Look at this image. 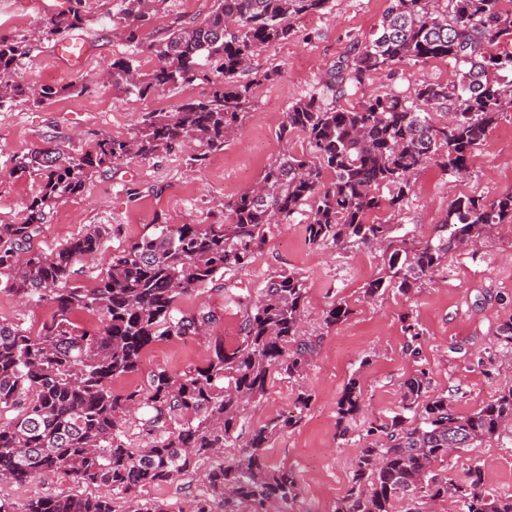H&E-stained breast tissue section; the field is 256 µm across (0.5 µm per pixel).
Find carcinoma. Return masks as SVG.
<instances>
[{
  "label": "carcinoma",
  "instance_id": "cac0c4a2",
  "mask_svg": "<svg viewBox=\"0 0 512 512\" xmlns=\"http://www.w3.org/2000/svg\"><path fill=\"white\" fill-rule=\"evenodd\" d=\"M84 0L46 18L41 32L60 35L86 21ZM165 0H119L113 30L138 52L156 59L148 73L131 60H112V87L146 97L168 86L210 81L208 96L180 105L120 140L102 137L76 153L37 148L14 158L13 170L40 180L20 224H0V274L4 292L55 307L33 334L19 322L0 321V484L27 483L39 474H64L106 493L48 492L22 501L0 496V512H184L139 494L146 486L184 476L201 478L205 491L190 512H292L300 487L289 469L267 466L263 448L269 427L253 430L242 454L224 460L238 439L247 408L267 392L271 375L300 378L317 353L302 333L306 288L295 272H280L255 298L239 297L245 310L237 345L217 341L206 366L172 374L149 373L142 389L118 392L112 382L138 372L152 345L183 336L205 337L218 322L212 310L184 311L181 298L207 287L221 270L248 267L274 224H289L309 211L308 244L371 248L388 244L383 273L364 297L389 288L405 293L439 270L448 252L474 244L490 228L512 224V191L489 202L456 198L438 226L436 240L411 248L397 225L412 192V178L429 164L443 173L469 169L472 154L512 109V51L488 47L512 42V10L504 0H390L367 39L349 49L351 62L334 68L326 84L336 100L366 78L401 63L452 59L457 79L422 82L414 95L385 92L349 109L312 95L284 113L280 134L301 131L309 154L285 153L265 168L261 181L224 204L222 224H156L149 234L112 254L106 274L87 287L73 282L75 265L96 254L108 235L95 225L50 254L31 240L46 210L82 194L111 164L150 160L177 144L187 163L200 167L241 123L251 104V86L238 73L268 46L292 36L303 16L324 10L329 0H215L209 15L189 26L147 39L144 29ZM37 48L25 38L0 36V106L42 103L76 90L73 85L28 86L13 80L16 68ZM222 75L211 81L210 72ZM454 111L437 126L427 109ZM78 312L96 318L90 331ZM351 313L338 302L323 312L330 328ZM495 341L512 359V318L498 324ZM428 373L403 383L399 412L370 423L367 444L352 463L351 485L333 512H423L427 504L452 501L457 512H512V496L487 493L484 469L474 465L457 481L435 465L464 448L512 440V385L498 389L470 414H459L445 394H429ZM361 387L352 378L337 403L338 435L360 412ZM140 412L145 448L128 443L127 423Z\"/></svg>",
  "mask_w": 512,
  "mask_h": 512
}]
</instances>
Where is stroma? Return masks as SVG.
Here are the masks:
<instances>
[{
	"label": "stroma",
	"mask_w": 512,
	"mask_h": 512,
	"mask_svg": "<svg viewBox=\"0 0 512 512\" xmlns=\"http://www.w3.org/2000/svg\"><path fill=\"white\" fill-rule=\"evenodd\" d=\"M390 0H330L317 14L298 20L287 40L254 57L242 79L253 82V102L238 131L204 167L186 162L187 150L177 146L149 161H132L97 174L86 191L47 210L34 249L49 252L87 227L110 231L98 255L78 264L77 282L92 285L105 275L114 252L154 224H220L224 204L260 181L264 169L283 153L301 154L307 139L301 132L281 137L283 114L292 103L317 92L327 73L354 41L364 40L377 26ZM69 0H0V34L27 35L42 21L66 9ZM113 0H85L87 21L67 37L84 43L83 66L72 69L57 54V40L39 39L33 56L17 69L18 81L34 86L78 85L79 91L44 104L18 102L0 107V224H19L39 181L13 174L16 155L35 148L67 150L109 136L129 137L165 112L206 96L209 84L198 81L145 98L113 89L99 73L118 57L134 58L140 71L154 68L153 57L134 52L115 38L109 23ZM453 61L402 64L376 75L341 98L350 107L382 92L412 95L417 83L454 79ZM140 191L130 198L127 187ZM512 190V112L505 113L474 154L466 175L455 177L428 167L416 177L412 195L394 223L409 239H434L450 202L460 196L491 200ZM383 264L381 249L343 251L328 244L309 245L304 221L271 227L266 243L249 267L215 280L204 291L185 297L181 306L216 311L220 320L205 337L187 336L152 346L138 372L115 381L119 390L143 388L149 372L173 373L207 363L215 342L236 345L243 311L233 295L264 287L282 270L298 272L305 281L304 329L319 337L318 354L302 378L274 375L263 400L246 412V426H269L273 432L264 450L268 465L292 469L300 486L294 512H332L351 484V461L365 442L369 423L389 421L400 406L403 382L428 372L431 393L448 396L455 409L469 414L512 384V364L497 359L495 329L512 317V225L492 229L476 250L449 252L431 281L400 293L387 290L373 301L363 298L365 284ZM347 303L351 313L333 327L322 322L324 310ZM50 303H21L0 293V318L39 331L51 319ZM419 330L411 335L406 322ZM362 389L364 409L350 424L346 437L336 434L337 402L349 378ZM313 395L304 413H297L299 391ZM300 415L293 427L290 416ZM484 467L485 488L512 495V440L503 438L450 455L439 473L463 480L473 465Z\"/></svg>",
	"instance_id": "obj_1"
}]
</instances>
